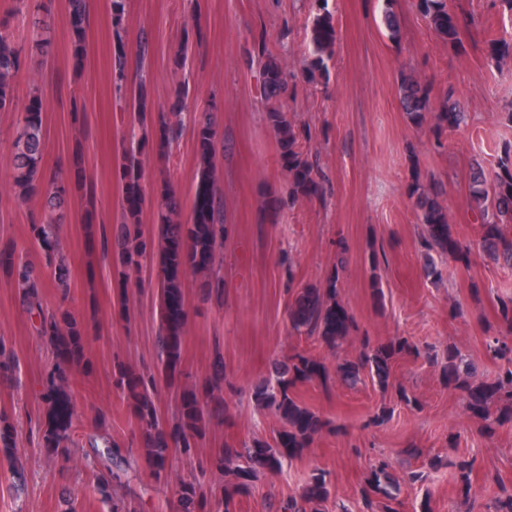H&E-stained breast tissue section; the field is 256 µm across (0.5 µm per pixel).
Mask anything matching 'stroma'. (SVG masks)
<instances>
[{
    "label": "stroma",
    "instance_id": "stroma-1",
    "mask_svg": "<svg viewBox=\"0 0 512 512\" xmlns=\"http://www.w3.org/2000/svg\"><path fill=\"white\" fill-rule=\"evenodd\" d=\"M114 20L111 0H90L86 56L75 64L65 0H49L37 13H14L13 0H0V22L22 38L41 21L51 38L47 65L31 63L15 82L19 100L33 88L43 92L44 178L66 172V160L81 158L86 186H72L69 206L55 226L56 255L70 271L68 306L88 327L86 354L92 367L76 372L71 396L74 417L69 457L47 454L38 445L46 417L39 396L49 356V339L23 305L14 281L0 269V343L13 363L0 372V416L11 424L12 459L21 475L0 466V512H112L116 498L135 497L138 512H177L174 494L189 478L194 459L225 444L259 439L275 443L281 422L253 396L270 378L271 364L295 352L329 367L357 360L362 338L385 344L398 336L444 353L458 348L475 380L493 381L501 366L487 345L505 335L497 299L512 294V269L491 262L481 248L479 213L471 197L475 165L491 170L504 146L512 145V58L491 59L488 32L512 35V11L500 0H448L458 15L462 43L448 46L415 8V0H392L399 16L398 38L381 22V0H328L337 31L328 76L315 85L304 78L311 61L308 33L314 0H123ZM122 27L130 86L146 84L145 116L119 102L111 60L114 29ZM149 43L138 57L140 40ZM265 42L288 76L284 110L293 124L310 129L304 152L313 163L321 192L291 198L288 175L267 119L249 62ZM185 65H178V58ZM413 75L429 89L431 103H459L466 114L459 129L436 143L429 128L412 125L399 103L401 78ZM184 108L174 138L160 141L162 114L175 99ZM214 107L224 150L212 177L224 202L227 234L221 249L224 302L205 300L194 276H186L190 311L184 328L182 365L201 383L215 354L224 356V415L212 421L193 457L175 454L164 484L150 481L142 458H134L111 498L98 490L103 471L97 451L115 442L139 446L141 433L126 400L112 384L114 362L152 368L158 362L160 322L156 266H145L146 285L120 297L112 254L95 245L88 222H120L123 153L142 151L145 202L140 221L146 235L158 233V202L170 189L190 210L200 170L195 117ZM21 113L0 112V249L33 262L42 279L44 306L59 303V286L30 235L42 210L41 196L19 199L13 190L11 154ZM439 184L454 233L471 247L469 266L434 256L436 274L425 268L420 224L410 197L412 183ZM385 261L373 265V252ZM342 266L339 297L358 329L338 350L291 330L288 305L298 288L323 286ZM383 299H376L374 287ZM126 300L130 321L118 312ZM392 385L381 389L369 377L331 390L304 383L295 395L329 420L302 456L281 469H258L252 492L236 501V512H280L300 496L310 479L325 474L330 497L323 512L344 504L361 512L370 468L385 460L396 485V512H488L501 489L512 490V425L496 435H478L480 421L460 391L448 387L440 363L411 354L392 367ZM406 390L413 405L398 399ZM393 410L375 422L381 407ZM415 448L418 458L406 456ZM466 455L474 460L472 496L463 500L446 466ZM440 468H432L435 460ZM425 479L409 483V472Z\"/></svg>",
    "mask_w": 512,
    "mask_h": 512
}]
</instances>
